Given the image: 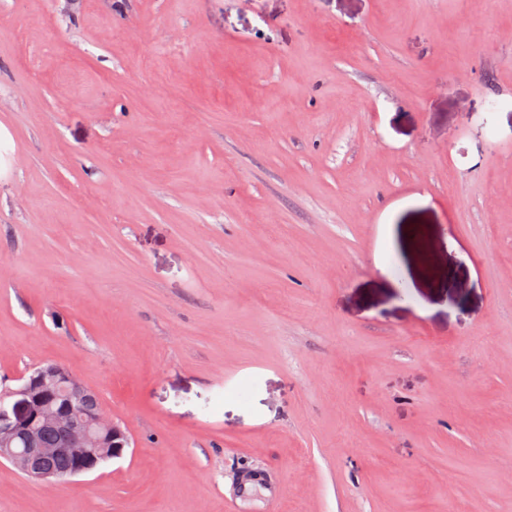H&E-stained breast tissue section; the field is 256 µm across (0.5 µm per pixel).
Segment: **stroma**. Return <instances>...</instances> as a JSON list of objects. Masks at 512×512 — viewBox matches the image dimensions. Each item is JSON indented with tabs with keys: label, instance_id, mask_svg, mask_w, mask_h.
<instances>
[{
	"label": "stroma",
	"instance_id": "1",
	"mask_svg": "<svg viewBox=\"0 0 512 512\" xmlns=\"http://www.w3.org/2000/svg\"><path fill=\"white\" fill-rule=\"evenodd\" d=\"M0 388L125 456L0 512H512V0H0Z\"/></svg>",
	"mask_w": 512,
	"mask_h": 512
}]
</instances>
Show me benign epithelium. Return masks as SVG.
I'll return each mask as SVG.
<instances>
[{
  "label": "benign epithelium",
  "mask_w": 512,
  "mask_h": 512,
  "mask_svg": "<svg viewBox=\"0 0 512 512\" xmlns=\"http://www.w3.org/2000/svg\"><path fill=\"white\" fill-rule=\"evenodd\" d=\"M62 383L68 384L66 407L41 402V395L53 393ZM84 390L82 382L71 371L54 364L25 379L19 389L10 391V395L18 397L17 401L8 405L1 397L0 458L13 461L29 477L53 485L64 475L42 465L47 457L58 454L71 457L76 463L70 473L72 477L95 472L102 460L122 457L130 445L126 429L102 407L92 414L85 413L78 402ZM36 422L61 429L57 447H37L32 430ZM21 433L27 434V443L26 448L18 452L12 441ZM109 436L114 440L110 450L105 448Z\"/></svg>",
  "instance_id": "1"
}]
</instances>
